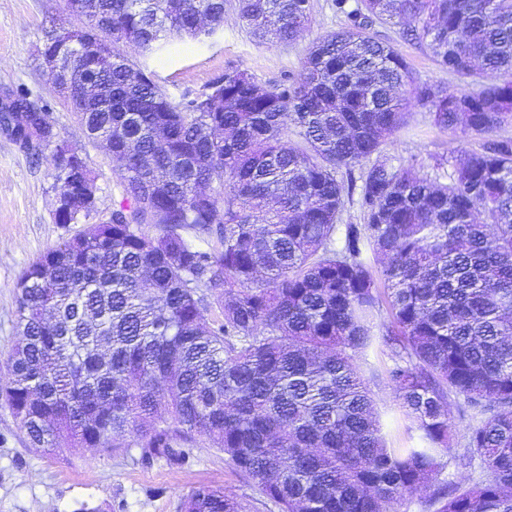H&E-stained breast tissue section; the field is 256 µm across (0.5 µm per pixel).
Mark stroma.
I'll list each match as a JSON object with an SVG mask.
<instances>
[{"instance_id": "35a3bbf8", "label": "stroma", "mask_w": 512, "mask_h": 512, "mask_svg": "<svg viewBox=\"0 0 512 512\" xmlns=\"http://www.w3.org/2000/svg\"><path fill=\"white\" fill-rule=\"evenodd\" d=\"M237 0H226L224 24L200 41L174 39L162 50L138 56L172 97L195 96L230 69H245L260 84L298 75L313 41L344 24L333 0H311L312 23L303 38L288 44L256 41L243 26ZM73 20L64 0H0V98L25 88L39 95L61 137L81 149L96 177L98 204L87 221H105L121 199L118 166L104 150L83 137L63 98L44 74L39 49L45 29L67 27ZM380 39L396 48L415 75L447 87L471 91L487 82L484 74L460 75L441 69L425 43L408 41L398 25L377 28ZM480 139L462 127H436L426 107L411 104L406 125L385 147L393 162H413L429 171L434 157L479 148ZM54 177L47 164L0 132V385L9 378L8 359L20 341L16 328V284L22 270L47 249L69 238L74 225L54 220ZM377 414L389 446L417 441L407 428L396 399L381 380L371 381ZM209 485L233 495L245 512H278L254 482L236 471L223 452L198 448L186 466L166 459L142 462L128 456L75 448L46 454L31 447L11 410L0 400V512H75L88 503L99 512H177L193 489Z\"/></svg>"}]
</instances>
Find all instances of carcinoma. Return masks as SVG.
<instances>
[{"label": "carcinoma", "mask_w": 512, "mask_h": 512, "mask_svg": "<svg viewBox=\"0 0 512 512\" xmlns=\"http://www.w3.org/2000/svg\"><path fill=\"white\" fill-rule=\"evenodd\" d=\"M65 6L94 34L74 26L67 45L52 28L42 47L63 57V98L83 74L100 80L71 113L120 160L122 201L17 283L22 340L0 399L30 445L183 465L209 444L279 512H395L422 491L432 512H512V138L499 135L512 125V0H334L346 24L297 77L263 87L232 69L178 101L127 50L214 35L224 0ZM238 11L272 45L312 21L311 0ZM400 23L439 67L494 81L455 93L417 78L373 32ZM407 90L480 148L430 173L382 156ZM10 97L28 118L13 140L54 172L56 223H81L97 210L95 177L85 163L66 171L79 150L46 109L29 111V90ZM347 201L363 223H341ZM380 344L385 385L419 431L409 448L387 446L361 366ZM452 404L479 476L445 486ZM179 512L243 507L201 486Z\"/></svg>", "instance_id": "1"}]
</instances>
